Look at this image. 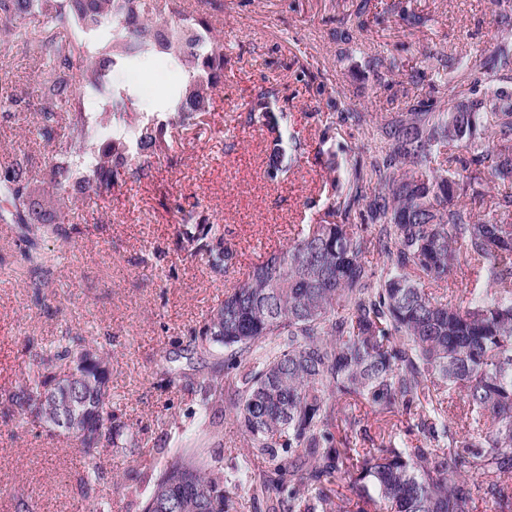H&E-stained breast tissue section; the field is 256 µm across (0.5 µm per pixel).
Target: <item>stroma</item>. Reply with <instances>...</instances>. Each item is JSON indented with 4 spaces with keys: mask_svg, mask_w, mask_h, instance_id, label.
Listing matches in <instances>:
<instances>
[{
    "mask_svg": "<svg viewBox=\"0 0 512 512\" xmlns=\"http://www.w3.org/2000/svg\"><path fill=\"white\" fill-rule=\"evenodd\" d=\"M189 13L217 14L223 25L224 82L212 93L208 126H171L169 147L150 175L114 193L86 199L57 185L52 156L70 138L59 119L45 135L39 113L0 111V166L26 173V202L35 223H60L67 242L46 241L50 271L32 268L17 224L0 223V512H81L87 473L72 442L43 424L20 419L5 400L31 358L60 336H79L112 355V409L132 427L138 448L104 450L97 487L111 493L112 512H139L149 494L131 478L138 453L165 459L170 450L206 448L230 467L250 443L230 413L189 418L191 392L166 387L164 369L206 375L214 358L189 347L225 291L267 255L288 247L331 203L343 202L341 177L374 150L377 130L395 113L458 94L428 55L512 50V28L498 22L512 0H181ZM149 106L175 81L166 64L123 74ZM39 72L14 28L0 27V84L31 96ZM278 92L288 126L306 144L288 176L266 175L272 134L246 115L259 88ZM364 113L357 125L343 120ZM230 232L236 263L224 276L182 244L178 208ZM366 447L387 444L404 415L357 404Z\"/></svg>",
    "mask_w": 512,
    "mask_h": 512,
    "instance_id": "1",
    "label": "stroma"
}]
</instances>
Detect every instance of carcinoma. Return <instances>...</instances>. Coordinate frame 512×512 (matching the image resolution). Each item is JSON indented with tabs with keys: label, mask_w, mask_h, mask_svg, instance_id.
<instances>
[{
	"label": "carcinoma",
	"mask_w": 512,
	"mask_h": 512,
	"mask_svg": "<svg viewBox=\"0 0 512 512\" xmlns=\"http://www.w3.org/2000/svg\"><path fill=\"white\" fill-rule=\"evenodd\" d=\"M157 0H0L25 54L44 60L38 87L61 109L82 113L88 103L110 114L138 106L136 87L117 75L163 59L180 78L159 97L152 118L125 122L106 135L81 123L53 166L58 183L80 195L108 194L148 174L167 148L172 120L202 123L211 92L224 80V38L206 14L189 28L157 13ZM76 70L70 90L67 72ZM459 84L482 75L484 91L454 95L446 107H409L388 120V149L370 162L374 187L364 185L365 163L354 165L343 206L313 224L287 250L272 253L234 285L189 343L224 352L210 374L169 376L197 396L199 410L227 407L247 435L252 454L230 473L204 448H176L157 462L138 454L135 467L150 485L141 512H230V493L244 489L269 500V512H335L331 485L347 479L384 512H467L477 492L497 512H512V192L484 204L483 170L512 184V55L496 49L482 60L448 58ZM273 88L260 89L248 112L273 138L271 179L288 175L304 153L301 139L281 129ZM450 154L451 170L429 167L433 148ZM411 164L401 177L396 172ZM24 172L0 170L9 207L0 221L21 224L30 242L66 240L59 224L26 220ZM368 220L351 222L353 209ZM185 240L211 273L222 276L236 253L222 224H200L178 209ZM339 220H334V217ZM383 264L365 261L369 227ZM24 259L44 268L52 255L31 247ZM483 264L485 287L455 303L420 287L448 278L461 261ZM89 343L63 336L35 355L6 401L22 418L45 422L76 442L96 487L104 448L134 441L112 413L111 356L88 358ZM467 410L450 415V391ZM398 411L413 423L381 448L338 447L341 421L358 433L361 420L343 403ZM480 477L474 483V477Z\"/></svg>",
	"instance_id": "cac0c4a2"
}]
</instances>
